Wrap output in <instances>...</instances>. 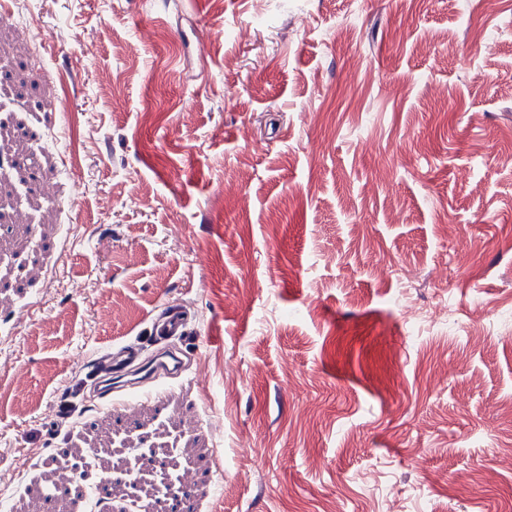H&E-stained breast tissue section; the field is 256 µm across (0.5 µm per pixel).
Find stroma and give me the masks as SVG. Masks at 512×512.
<instances>
[{
    "label": "stroma",
    "mask_w": 512,
    "mask_h": 512,
    "mask_svg": "<svg viewBox=\"0 0 512 512\" xmlns=\"http://www.w3.org/2000/svg\"><path fill=\"white\" fill-rule=\"evenodd\" d=\"M2 4L46 39L0 52V169L54 192L0 197V512H120L147 433L144 505L512 512V0ZM170 303L186 370L91 400ZM142 363L137 349L132 346L113 348L106 354L104 360L96 359L90 379L94 380L97 395L101 399L112 401V391L98 390L101 381L105 378L122 379Z\"/></svg>",
    "instance_id": "1"
}]
</instances>
